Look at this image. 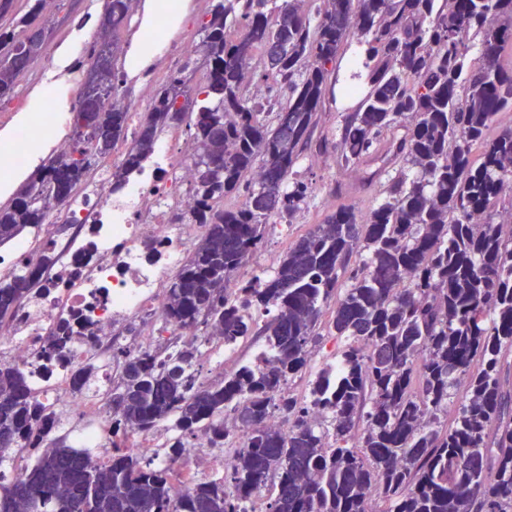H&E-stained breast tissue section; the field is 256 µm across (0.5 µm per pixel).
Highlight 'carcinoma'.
Wrapping results in <instances>:
<instances>
[{
	"instance_id": "carcinoma-1",
	"label": "carcinoma",
	"mask_w": 512,
	"mask_h": 512,
	"mask_svg": "<svg viewBox=\"0 0 512 512\" xmlns=\"http://www.w3.org/2000/svg\"><path fill=\"white\" fill-rule=\"evenodd\" d=\"M27 2L21 14L16 0H0V19L12 17L0 26V102L51 33L42 0ZM128 8L107 0L71 108V150L43 161L0 205V246L64 208L91 158L127 139L129 113L112 96ZM354 37L363 82L331 139L321 112ZM257 83L271 92L267 117L249 98ZM183 123L197 149L188 219L203 232L168 288L166 320L215 328L229 343L253 336L262 356L199 386L189 375L198 343L164 360L128 356L112 389V428L173 425L174 463L198 428L221 447L229 412L248 439L224 480L174 499L167 472L129 448L97 464L57 436L41 446L54 420L26 374L0 362V459L23 443L36 452L23 479L0 484V512H249L262 485L266 512H512V368L502 361L512 349V0H213L198 50L158 88L113 189ZM313 153L333 156L372 193L368 211L337 183L322 222L256 283L240 281L268 218L292 224L315 198L299 171ZM232 196L236 206H217ZM479 215L487 223H474ZM53 262L47 248L0 283V318ZM254 310L268 312L263 323ZM329 341L336 365L312 369V346ZM304 375L308 401L286 388ZM316 408L327 416L313 419ZM275 413L288 431L269 425Z\"/></svg>"
}]
</instances>
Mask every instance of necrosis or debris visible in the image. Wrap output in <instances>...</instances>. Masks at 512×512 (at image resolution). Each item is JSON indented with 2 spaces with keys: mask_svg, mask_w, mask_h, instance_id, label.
<instances>
[{
  "mask_svg": "<svg viewBox=\"0 0 512 512\" xmlns=\"http://www.w3.org/2000/svg\"><path fill=\"white\" fill-rule=\"evenodd\" d=\"M125 33L130 38L154 34L162 47L159 62L140 69L136 93H129L127 80L118 83L115 101L136 117L153 100L163 73L194 54L197 44L184 31L145 24L136 4L125 21ZM24 104V99H15L11 111L0 113V132L8 131L11 141L0 151V179L31 166L32 144L53 158L70 149L65 132L69 115L39 112L23 122L15 113ZM129 148V143H117L108 157L96 160L87 184L68 207L34 226L9 250H0V279L23 273L45 247H52L57 257L53 266L42 269L34 290L15 311L0 319V361L28 373L35 397L69 433L73 447L100 464L110 460L113 447L133 449L168 470L170 493L177 498L199 480L222 479L225 464L247 432L237 421H227L229 439L216 448L208 431L198 430L182 460L170 463L172 433L167 425L146 434L113 431L109 399L119 380V363L131 354L157 353L166 329L184 342L202 339L201 359L220 378L237 368L240 347L225 344L216 334L201 336L191 326L164 323L167 289L202 232L200 225L172 221L174 214H190L196 205L191 192L196 147L188 127L161 134L152 158L120 190H113L112 170ZM61 224L67 225L66 233H57ZM65 321L80 323L83 332L71 337L61 362L52 343ZM86 365L95 372L78 394L71 374Z\"/></svg>",
  "mask_w": 512,
  "mask_h": 512,
  "instance_id": "necrosis-or-debris-1",
  "label": "necrosis or debris"
}]
</instances>
